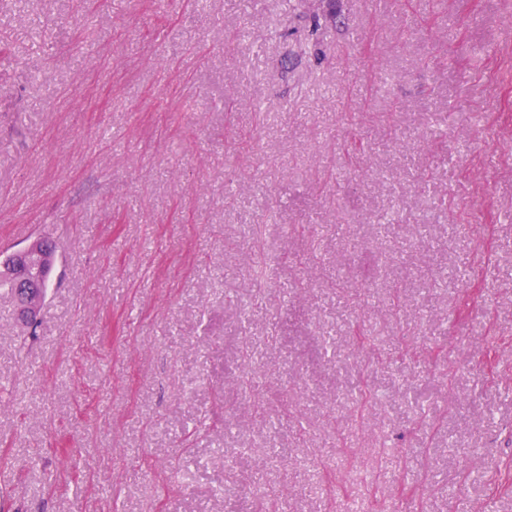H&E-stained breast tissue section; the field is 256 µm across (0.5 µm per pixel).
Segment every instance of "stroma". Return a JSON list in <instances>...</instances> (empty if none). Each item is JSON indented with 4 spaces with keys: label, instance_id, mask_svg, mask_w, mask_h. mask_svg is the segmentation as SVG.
<instances>
[{
    "label": "stroma",
    "instance_id": "stroma-1",
    "mask_svg": "<svg viewBox=\"0 0 512 512\" xmlns=\"http://www.w3.org/2000/svg\"><path fill=\"white\" fill-rule=\"evenodd\" d=\"M38 237L0 512H512V0H0V255Z\"/></svg>",
    "mask_w": 512,
    "mask_h": 512
}]
</instances>
